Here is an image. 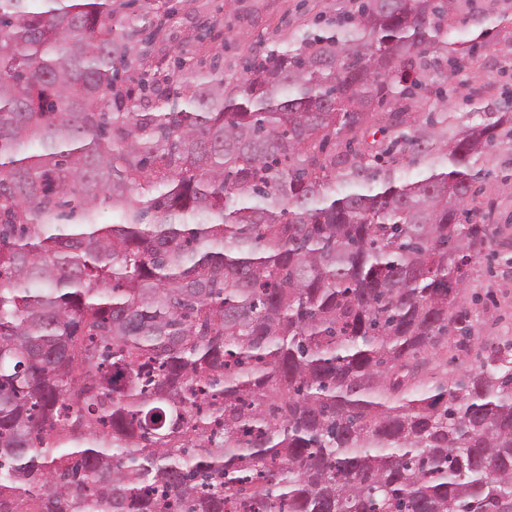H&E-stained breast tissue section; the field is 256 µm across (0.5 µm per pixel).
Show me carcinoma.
Instances as JSON below:
<instances>
[{"instance_id": "1", "label": "carcinoma", "mask_w": 512, "mask_h": 512, "mask_svg": "<svg viewBox=\"0 0 512 512\" xmlns=\"http://www.w3.org/2000/svg\"><path fill=\"white\" fill-rule=\"evenodd\" d=\"M135 2L0 0V512H512L471 0H348L236 81ZM493 273L489 272V264ZM508 270L509 272H505ZM510 268L498 264L490 256L483 255L476 264V273L467 291L470 300L474 293L483 294L487 288H492L500 299L499 309L486 311L482 303L476 306L478 334L484 339L512 338V273ZM499 319L498 321H494ZM446 358V349L440 351L439 355L436 356L435 359L431 362V365L435 367V370L430 373H435L437 377L443 376V373L448 369V376H454V378H458L462 373L468 371L474 364L473 357H462L456 360V362L452 365H448L446 367L444 365V360L440 359ZM430 373L425 375V378L430 377Z\"/></svg>"}]
</instances>
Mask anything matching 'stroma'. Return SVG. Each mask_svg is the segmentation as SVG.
Instances as JSON below:
<instances>
[{"label":"stroma","instance_id":"35a3bbf8","mask_svg":"<svg viewBox=\"0 0 512 512\" xmlns=\"http://www.w3.org/2000/svg\"><path fill=\"white\" fill-rule=\"evenodd\" d=\"M176 15L167 26L166 48L171 56L187 58L192 50L222 53L227 76L243 75V62L257 41L273 43L292 37L295 29L313 24L317 13L335 7L336 0H167ZM469 86H489L492 95L512 88V27L496 32L489 46L468 59L462 74ZM494 290L498 309L477 307L478 334L512 338V273L484 256L476 264L470 293Z\"/></svg>","mask_w":512,"mask_h":512}]
</instances>
